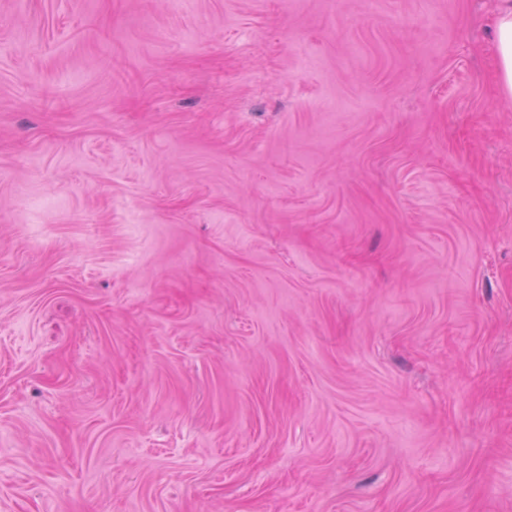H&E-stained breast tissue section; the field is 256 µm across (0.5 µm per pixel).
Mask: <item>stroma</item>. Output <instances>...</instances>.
<instances>
[{
	"label": "stroma",
	"mask_w": 512,
	"mask_h": 512,
	"mask_svg": "<svg viewBox=\"0 0 512 512\" xmlns=\"http://www.w3.org/2000/svg\"><path fill=\"white\" fill-rule=\"evenodd\" d=\"M494 0H0V512H512Z\"/></svg>",
	"instance_id": "stroma-1"
}]
</instances>
